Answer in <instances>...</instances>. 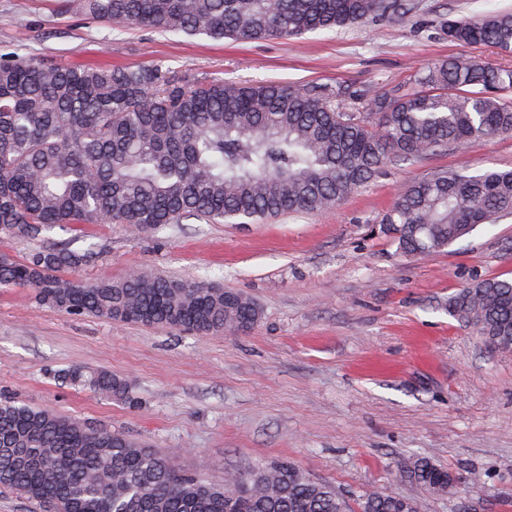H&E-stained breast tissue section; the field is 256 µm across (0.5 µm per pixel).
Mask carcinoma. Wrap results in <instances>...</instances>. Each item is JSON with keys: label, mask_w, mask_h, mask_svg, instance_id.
<instances>
[{"label": "carcinoma", "mask_w": 512, "mask_h": 512, "mask_svg": "<svg viewBox=\"0 0 512 512\" xmlns=\"http://www.w3.org/2000/svg\"><path fill=\"white\" fill-rule=\"evenodd\" d=\"M116 29L253 42L381 16L401 24L416 0H75ZM448 40L512 54V12L444 18ZM371 97L360 112L352 102ZM512 136V70L444 59L388 91L283 84L191 85L157 67L72 68L0 56V233L38 242L56 227L123 224L158 232L188 220L255 224L333 207L391 162ZM512 217V170H442L407 185L383 219L406 256L441 251L480 224ZM87 255L41 245L0 256V288H32L72 316L197 335L245 333L251 298L203 281L140 271L119 283L58 272ZM448 314L512 352V280L484 279L448 298ZM62 378L107 400L141 404L126 380L72 368ZM406 474L434 495L455 475L417 459ZM0 489L42 512H349L336 487L288 461L232 472L218 485L181 473L122 431L0 397ZM394 491L358 512H422Z\"/></svg>", "instance_id": "cac0c4a2"}]
</instances>
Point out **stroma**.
Segmentation results:
<instances>
[{"mask_svg": "<svg viewBox=\"0 0 512 512\" xmlns=\"http://www.w3.org/2000/svg\"><path fill=\"white\" fill-rule=\"evenodd\" d=\"M504 9L512 0H420L400 26L375 17L238 43L114 29L57 13L51 0H0V54L360 91L451 57L512 68V57L449 41L439 27L448 13ZM463 167L511 169L512 136L388 165L331 209L264 224L54 229L50 243L90 252L77 272L84 281L140 270L203 280L252 297L262 318L246 334L190 335L74 317L40 306L33 289L0 288V395L125 432L212 483L286 459L352 505L393 490L423 500L425 512H512V354L448 314L459 289L512 279V218L414 256L379 232L404 185ZM73 366L125 379L142 406L53 379ZM416 457L452 470V493L431 496L404 479Z\"/></svg>", "mask_w": 512, "mask_h": 512, "instance_id": "1", "label": "stroma"}]
</instances>
